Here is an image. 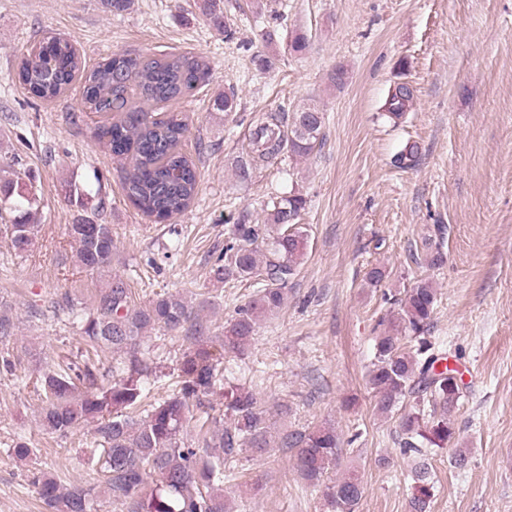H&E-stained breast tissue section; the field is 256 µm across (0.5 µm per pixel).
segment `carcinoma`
Listing matches in <instances>:
<instances>
[{
    "instance_id": "obj_1",
    "label": "carcinoma",
    "mask_w": 512,
    "mask_h": 512,
    "mask_svg": "<svg viewBox=\"0 0 512 512\" xmlns=\"http://www.w3.org/2000/svg\"><path fill=\"white\" fill-rule=\"evenodd\" d=\"M19 75L43 100L63 95L76 80L82 82L84 106L110 120L98 126V139L113 156L129 161L123 190L143 214L163 222L189 207L196 196L197 173L180 149L186 125L177 115L155 112L150 106L190 95L204 79L201 63L183 57L115 54L87 71L71 43L50 36L42 41L41 56L21 60ZM413 100L411 85L391 86L380 106V118L400 123ZM323 125L324 113L311 111L309 105L290 114L274 112L258 118L249 134L250 152L235 161L236 178L241 183L250 181L254 170L285 153L309 155ZM419 150L418 143L407 142L394 157V165L415 167ZM9 167L11 161L0 162V204L11 202L18 212L6 231L14 249L25 252L38 234L39 198L3 176ZM306 204V198L295 192L275 196L267 202L266 223L254 224L244 212L232 226L224 263L213 268L212 278L218 283L253 278L257 291L224 325V351L243 352L261 318L284 305L288 284L305 256L299 221ZM66 230L82 271L92 276L112 266L111 225L82 215ZM438 297L433 282L422 279L393 300L396 309L381 322L384 329L375 338L367 371L379 413H392L413 398L400 421V448L413 462L411 512H430L435 483L432 459L454 438L453 415L462 394L457 370L437 371L439 353L422 336ZM152 330L180 334L187 347L179 391L139 417L135 411L143 398V383L153 373L151 337L147 336ZM208 333L198 310L182 296H159L138 306L128 284L116 275L98 289L94 312L82 325L86 354L101 348L117 354L112 381L98 384L87 365L78 375L86 381V390L78 394L67 374L50 371L43 377V425L65 435L90 419L97 421L99 492L121 502L124 512H227L221 485L224 457L247 449L261 456L274 447L256 396L235 385L224 392V416L231 420V427L211 436L200 426L198 446L180 440L190 407L202 405L201 397L212 392L224 375L221 361L207 348ZM281 447L296 449L294 465L309 481H320L336 466L338 437L332 429L288 433L281 438ZM36 482L40 498L54 512H97L98 492L92 488L65 485L47 475ZM364 493L357 473L335 478L326 486L328 512H355Z\"/></svg>"
}]
</instances>
